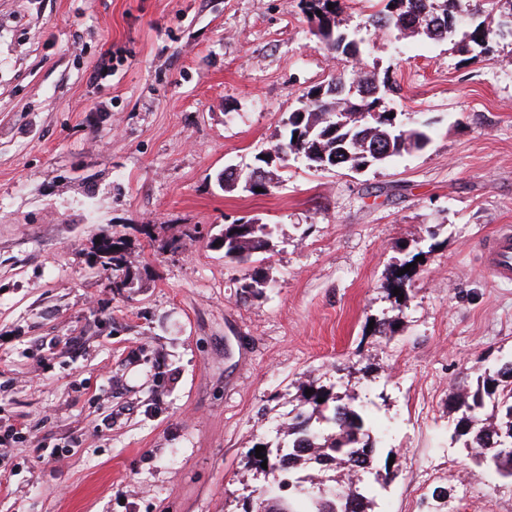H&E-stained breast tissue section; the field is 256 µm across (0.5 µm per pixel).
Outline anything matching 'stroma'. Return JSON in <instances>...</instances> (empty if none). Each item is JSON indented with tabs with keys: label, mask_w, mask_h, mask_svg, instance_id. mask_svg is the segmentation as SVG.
<instances>
[{
	"label": "stroma",
	"mask_w": 512,
	"mask_h": 512,
	"mask_svg": "<svg viewBox=\"0 0 512 512\" xmlns=\"http://www.w3.org/2000/svg\"><path fill=\"white\" fill-rule=\"evenodd\" d=\"M374 4L341 0L353 69L388 75L427 146L358 172L292 156L253 195L217 173L345 65L300 0H0V422L24 435L0 512H244L285 479L255 449L287 445L312 385L378 432L371 512H512L451 408L512 359V282L479 259L512 225V42L474 59L365 28ZM242 217L273 228L246 296L213 243ZM112 233L140 264L118 294L91 255Z\"/></svg>",
	"instance_id": "obj_1"
}]
</instances>
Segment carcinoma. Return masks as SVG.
Instances as JSON below:
<instances>
[{"label": "carcinoma", "instance_id": "1", "mask_svg": "<svg viewBox=\"0 0 512 512\" xmlns=\"http://www.w3.org/2000/svg\"><path fill=\"white\" fill-rule=\"evenodd\" d=\"M461 0H377L381 8L367 18L368 25L378 30L401 34H423L429 39L444 40L465 28L462 40L466 46L487 60L496 56V45L480 24H467L459 12ZM489 12L500 16V34L512 37V0H483ZM307 18L324 39L328 50L345 58L358 60L363 39L358 34L340 33L336 15L340 0H304ZM389 90L387 78L373 74L360 82L345 70L333 75L324 85L309 90L306 101L288 113L284 134L269 151L255 157V166L263 169L264 191L273 187L268 167L275 158H302L316 171L379 167L411 150H420L429 135L420 128L406 129L398 117L384 105ZM253 171L231 170L224 173V190L249 186ZM272 228L251 220L236 219L224 225L221 246L224 257L247 263L269 250ZM101 267L112 272V290L119 293L130 288L136 279L137 264L120 239L104 238L96 246ZM264 268L255 267L243 278V292L251 293L267 287ZM324 402H318V399ZM319 391L305 396L311 413H299L288 425V447L278 448L275 460L288 472L286 486L292 490L288 498L281 487L255 490L260 512H368L377 494L373 474L374 439L365 413L336 398L329 415L325 399ZM454 409L459 413L454 432L464 447L475 451L481 462L494 467L502 476L512 478V361L479 375L474 389L456 395ZM332 466L336 476L321 480L317 490L303 486V478L295 475L300 463Z\"/></svg>", "mask_w": 512, "mask_h": 512}]
</instances>
